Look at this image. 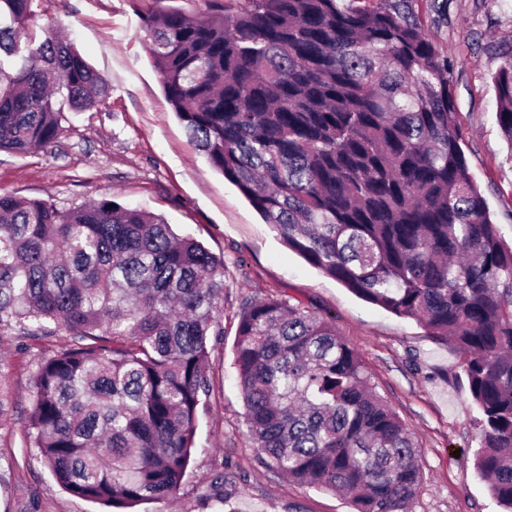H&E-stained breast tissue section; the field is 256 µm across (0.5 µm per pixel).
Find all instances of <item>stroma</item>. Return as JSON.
<instances>
[{
	"mask_svg": "<svg viewBox=\"0 0 512 512\" xmlns=\"http://www.w3.org/2000/svg\"><path fill=\"white\" fill-rule=\"evenodd\" d=\"M171 7L195 15L203 0H32L39 24L58 23L107 80L99 109L68 112L45 152L0 153V193L49 198L67 210L92 200L163 216L224 259V337L210 351V393L179 496L165 512H354L349 498L280 476L247 434L234 367L248 303L283 297L331 320L372 382L414 432L423 472L412 512H499L474 466L479 415L462 357L422 325L364 301L286 247L243 193L189 142L142 38L141 19ZM426 34L453 65L452 88L469 172L512 243V145L495 121V44L512 38V7L497 0H413ZM62 335H0V512H98L62 491L28 447L40 363ZM225 504H218V495Z\"/></svg>",
	"mask_w": 512,
	"mask_h": 512,
	"instance_id": "1",
	"label": "stroma"
}]
</instances>
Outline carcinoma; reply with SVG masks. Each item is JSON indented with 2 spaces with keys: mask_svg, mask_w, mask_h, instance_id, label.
Returning <instances> with one entry per match:
<instances>
[{
  "mask_svg": "<svg viewBox=\"0 0 512 512\" xmlns=\"http://www.w3.org/2000/svg\"><path fill=\"white\" fill-rule=\"evenodd\" d=\"M32 0H0V152L54 146L108 83ZM204 0L143 19L190 140L288 249L451 342L480 417L476 468L512 512V247L461 147L453 64L412 0ZM492 75L512 145V43ZM224 260L114 200L61 211L0 193V335L71 337L36 374L29 443L70 494L134 512L176 498L224 336ZM253 447L356 512H412L415 437L322 316L283 298L240 316Z\"/></svg>",
  "mask_w": 512,
  "mask_h": 512,
  "instance_id": "1",
  "label": "carcinoma"
}]
</instances>
